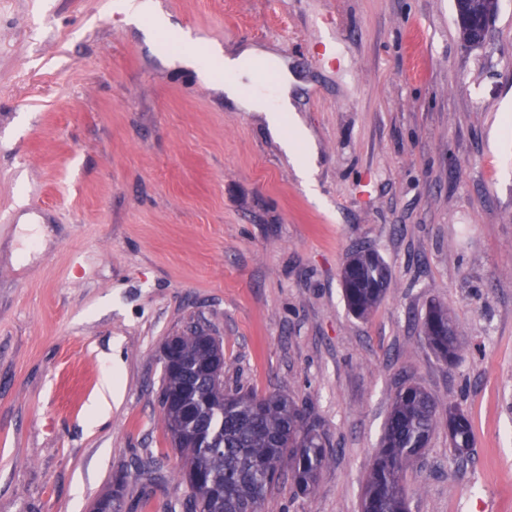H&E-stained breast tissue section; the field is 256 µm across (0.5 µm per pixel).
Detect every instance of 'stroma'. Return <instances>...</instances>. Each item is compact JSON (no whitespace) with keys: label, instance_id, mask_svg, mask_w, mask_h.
<instances>
[{"label":"stroma","instance_id":"35a3bbf8","mask_svg":"<svg viewBox=\"0 0 512 512\" xmlns=\"http://www.w3.org/2000/svg\"><path fill=\"white\" fill-rule=\"evenodd\" d=\"M155 2L187 35L164 56L120 0H0V512H90L111 490L120 512H180L161 354L195 324L227 386L288 395L334 450L263 512H361L406 380L441 420L404 474L410 512H512V0L474 48L454 0ZM211 47L297 77L314 190L264 113L196 69ZM358 246L391 272L362 318L341 281ZM434 303L451 363L422 331ZM423 333L434 352L446 361L458 356L461 344L454 321L440 305H430L423 320ZM448 437L454 452L459 456L473 448L472 424L467 415L456 409L448 410Z\"/></svg>","mask_w":512,"mask_h":512}]
</instances>
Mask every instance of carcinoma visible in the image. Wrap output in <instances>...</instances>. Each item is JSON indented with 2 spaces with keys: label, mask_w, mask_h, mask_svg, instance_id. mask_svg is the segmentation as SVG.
I'll list each match as a JSON object with an SVG mask.
<instances>
[{
  "label": "carcinoma",
  "mask_w": 512,
  "mask_h": 512,
  "mask_svg": "<svg viewBox=\"0 0 512 512\" xmlns=\"http://www.w3.org/2000/svg\"><path fill=\"white\" fill-rule=\"evenodd\" d=\"M388 280L389 269L376 253L352 252L342 272L349 309L357 316L368 314L383 296ZM422 327L440 358L452 361L458 356L457 327L444 308L429 306ZM177 341L171 355L175 360L224 358L222 343L213 336L182 332ZM170 397L196 408L208 443L202 448L177 441L189 486L183 512H262L282 476H290L296 488L306 493L333 457V450L305 413L285 395L226 388L220 376L186 387L180 375L166 368L160 399ZM436 415V404L426 390L413 383L400 386L369 473L362 512H409L403 472L427 447L438 426ZM447 427L454 452L468 453L474 443L468 416L448 409Z\"/></svg>",
  "instance_id": "carcinoma-1"
}]
</instances>
